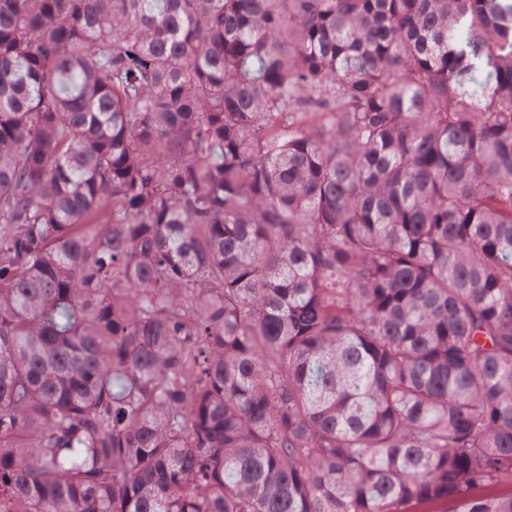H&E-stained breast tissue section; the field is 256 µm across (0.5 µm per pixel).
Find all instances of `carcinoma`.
I'll return each mask as SVG.
<instances>
[{
    "mask_svg": "<svg viewBox=\"0 0 512 512\" xmlns=\"http://www.w3.org/2000/svg\"><path fill=\"white\" fill-rule=\"evenodd\" d=\"M512 0H0V512H512Z\"/></svg>",
    "mask_w": 512,
    "mask_h": 512,
    "instance_id": "carcinoma-1",
    "label": "carcinoma"
}]
</instances>
